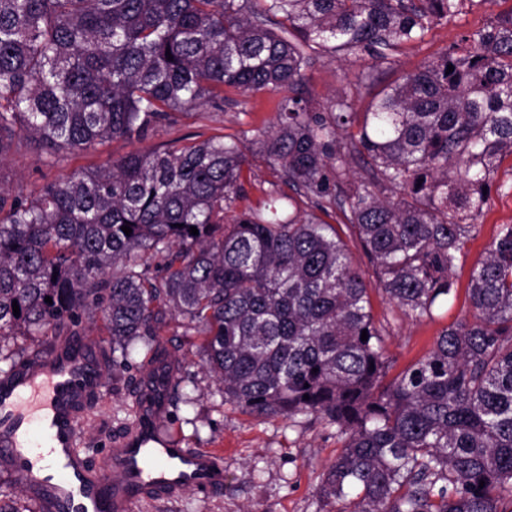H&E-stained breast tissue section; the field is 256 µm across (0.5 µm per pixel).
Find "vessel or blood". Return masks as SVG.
Instances as JSON below:
<instances>
[{
  "instance_id": "vessel-or-blood-1",
  "label": "vessel or blood",
  "mask_w": 512,
  "mask_h": 512,
  "mask_svg": "<svg viewBox=\"0 0 512 512\" xmlns=\"http://www.w3.org/2000/svg\"><path fill=\"white\" fill-rule=\"evenodd\" d=\"M103 347L92 336L77 348L60 340L0 378V472L24 481L43 512H135L144 500L220 492L222 451L191 450L159 430L157 408L175 374L162 364L133 432L108 448L106 467L88 465L78 448L80 406L106 387Z\"/></svg>"
}]
</instances>
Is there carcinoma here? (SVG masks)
I'll return each instance as SVG.
<instances>
[{"label": "carcinoma", "mask_w": 512, "mask_h": 512, "mask_svg": "<svg viewBox=\"0 0 512 512\" xmlns=\"http://www.w3.org/2000/svg\"><path fill=\"white\" fill-rule=\"evenodd\" d=\"M464 2L0 0V163L24 150L55 168L110 139L143 141L226 87L281 93L259 153L317 208L339 207L378 286L406 315L430 317L454 289L498 157L512 155V13L403 72L362 114L345 94L315 107L303 71L315 54L360 52L369 79ZM354 152L369 173L345 181ZM245 164L240 141L211 136L34 195L0 176V377L27 356L5 354L17 337L70 330L81 311L101 313L112 367L137 341L165 358L157 336L171 311L200 337L224 402L336 427L343 449L321 500H347L349 512H506L512 225L472 272L471 318L389 380L367 284L331 225L298 218L291 198L286 215L226 221Z\"/></svg>", "instance_id": "1"}]
</instances>
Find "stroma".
<instances>
[{
	"mask_svg": "<svg viewBox=\"0 0 512 512\" xmlns=\"http://www.w3.org/2000/svg\"><path fill=\"white\" fill-rule=\"evenodd\" d=\"M509 12L512 0H469L452 21L433 26L423 41L406 48L392 72L381 75V82L393 81L402 72L420 67L457 42L463 32ZM370 64V57L361 53L314 59L304 71L305 87L318 104H327L343 92L355 111H366L375 93L363 79ZM280 100L275 92L246 95L228 88L221 106L208 104L198 112L177 115L175 123L158 127L146 141L116 139L73 155L52 169L44 167L35 155L20 151L10 155L4 166L12 174L11 188L30 194L45 182L88 166H108L129 153L157 145H181L213 135L240 139L251 176L244 197L235 203L236 212L264 205L275 190L294 196L299 214L317 213L320 220L336 229L348 243L352 264L369 284L372 319L384 340L390 373L398 375L425 356L445 328L470 313L472 271L486 258L500 227L512 224V155L499 159L488 205L452 269L453 297L437 307L433 317L414 319L404 315L379 289L372 265L362 247L353 241L341 211L333 208L320 212L309 198L293 195L291 187L260 157L258 141L262 132L276 125ZM160 340L169 355L179 356L182 386L192 399L188 405L167 406L160 418L161 428L176 434L183 447L223 449L226 480L218 494L188 492L170 501L146 500L135 512H347L348 503L332 501L323 505L318 497L325 466L342 451L335 428L313 415L265 417L224 402L220 383L205 369L204 355L190 345L180 319L167 316ZM145 354V349H138L129 366L108 374L106 394L79 422V448L94 465L104 464L106 448L126 432L134 419L135 394L152 367Z\"/></svg>",
	"mask_w": 512,
	"mask_h": 512,
	"instance_id": "35a3bbf8",
	"label": "stroma"
}]
</instances>
